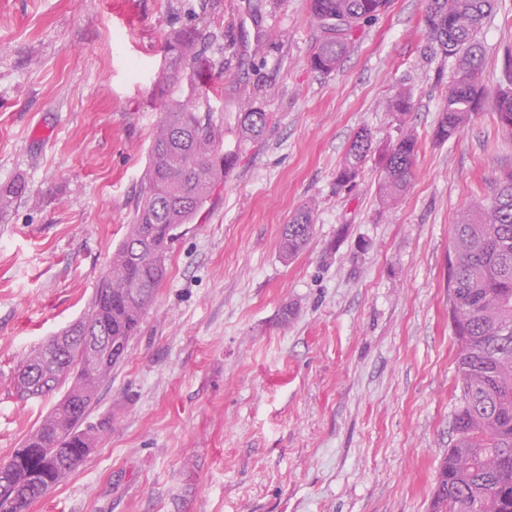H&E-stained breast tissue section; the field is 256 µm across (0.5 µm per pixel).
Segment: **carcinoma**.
<instances>
[{
    "label": "carcinoma",
    "instance_id": "carcinoma-1",
    "mask_svg": "<svg viewBox=\"0 0 512 512\" xmlns=\"http://www.w3.org/2000/svg\"><path fill=\"white\" fill-rule=\"evenodd\" d=\"M386 2L310 0L316 31L311 66L335 70L360 25ZM495 8L496 0H427L424 29L456 64L433 132L439 142L464 126L488 96L496 123L512 134V58L492 94L481 80L478 35ZM205 55L197 29L171 35L154 82L163 109L131 224L88 312L31 351L14 374L15 391L27 399L44 397L64 384L68 389L9 456L12 488L0 500V512H29L112 431L110 417L84 424L98 387L124 358L143 313L154 302L179 229L196 220L218 178L237 157L234 151H222L223 133L213 121L210 93L196 81ZM386 107L406 115L412 107L410 93L398 92ZM269 120L268 113L253 109L240 115L241 128L251 137L261 136ZM418 150L417 137L407 130L381 154V201L393 204L406 193ZM373 154V137L363 128L346 149L337 183L353 182ZM313 227L311 209H301L283 228L281 253L298 255ZM448 313L455 325L460 395L453 423L456 438L440 464L433 512H512V170L501 172L491 195L467 206L454 225ZM89 345L100 351L91 366L79 358L80 349ZM488 456L496 460L493 469L484 465Z\"/></svg>",
    "mask_w": 512,
    "mask_h": 512
}]
</instances>
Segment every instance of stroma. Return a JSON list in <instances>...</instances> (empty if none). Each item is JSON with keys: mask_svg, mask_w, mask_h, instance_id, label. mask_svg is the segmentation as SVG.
I'll list each match as a JSON object with an SVG mask.
<instances>
[{"mask_svg": "<svg viewBox=\"0 0 512 512\" xmlns=\"http://www.w3.org/2000/svg\"><path fill=\"white\" fill-rule=\"evenodd\" d=\"M425 7L390 0L325 74L308 0H0V188L26 185L0 213V459L63 396L19 398L14 372L88 311L131 222L174 31L199 28L222 59L212 115L239 154L87 413L111 433L30 512H432L459 396L452 226L512 169V135L485 103L433 140L455 65ZM479 40L491 92L512 0ZM403 89L402 122L385 102ZM247 106L272 115L255 141ZM407 127L419 151L396 204L376 158L337 186L360 129L380 149ZM306 205L313 236L284 258ZM313 227L312 211L304 207L283 228L280 251L284 257L293 258L307 246L313 235Z\"/></svg>", "mask_w": 512, "mask_h": 512, "instance_id": "35a3bbf8", "label": "stroma"}]
</instances>
